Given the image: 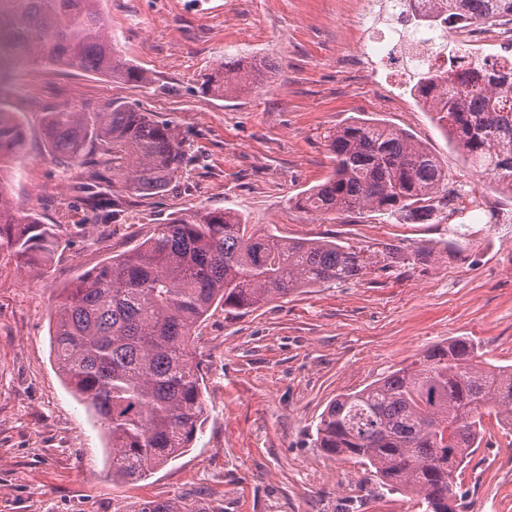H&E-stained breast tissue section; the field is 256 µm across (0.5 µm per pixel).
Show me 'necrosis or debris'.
Returning a JSON list of instances; mask_svg holds the SVG:
<instances>
[{
  "instance_id": "4bbe7bcc",
  "label": "necrosis or debris",
  "mask_w": 512,
  "mask_h": 512,
  "mask_svg": "<svg viewBox=\"0 0 512 512\" xmlns=\"http://www.w3.org/2000/svg\"><path fill=\"white\" fill-rule=\"evenodd\" d=\"M358 14L363 38L354 52L363 73L374 80L380 66H389L397 85H409L419 71L440 72L452 63L467 76L468 90H479L488 72L503 65L507 57L482 56L479 70L472 57L481 56L484 45L512 41V15L482 27L463 17L449 19L446 0H359ZM450 40L460 51L453 61L445 53Z\"/></svg>"
}]
</instances>
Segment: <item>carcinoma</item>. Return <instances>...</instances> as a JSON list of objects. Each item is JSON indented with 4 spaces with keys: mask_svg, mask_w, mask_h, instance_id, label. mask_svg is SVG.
Wrapping results in <instances>:
<instances>
[{
    "mask_svg": "<svg viewBox=\"0 0 512 512\" xmlns=\"http://www.w3.org/2000/svg\"><path fill=\"white\" fill-rule=\"evenodd\" d=\"M99 0H0V64L39 60L128 83L146 71L112 45ZM512 0H448L492 24ZM272 67L254 58L224 61L202 90L225 96L267 80ZM451 77L420 72L413 94L433 112L472 167L512 195V63L483 92L462 100ZM41 135L55 157L88 171L78 184L95 224L122 201L103 187L98 165L134 194L165 190L182 169L183 141L171 121L109 105L52 107ZM334 168L298 198L304 210L336 215L371 209L404 221L435 214L448 200L444 166L407 131L359 118L328 135ZM24 122L0 88V171L24 154ZM58 242L48 224L19 212L0 181V258L40 268ZM372 257L340 240H287L253 230L231 209L201 208L155 225L132 249L79 275L61 289L50 315L58 372L87 401L110 445L112 481H137L193 447L208 416L200 362L191 347L216 304L245 314L299 288L356 279ZM512 426V366L482 359L455 338L374 383L332 400L316 426L315 445L331 458L374 470L393 491L416 495L429 512H463L448 502V476L460 478L479 447L485 410ZM138 512H184L178 501H147Z\"/></svg>",
    "mask_w": 512,
    "mask_h": 512,
    "instance_id": "carcinoma-1",
    "label": "carcinoma"
}]
</instances>
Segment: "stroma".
<instances>
[{
  "instance_id": "35a3bbf8",
  "label": "stroma",
  "mask_w": 512,
  "mask_h": 512,
  "mask_svg": "<svg viewBox=\"0 0 512 512\" xmlns=\"http://www.w3.org/2000/svg\"><path fill=\"white\" fill-rule=\"evenodd\" d=\"M122 55L145 69L132 84L48 64L17 69L8 103L21 113L24 157L0 173L11 201L54 229L41 272L0 259V512H137L175 499L184 512H422L360 464L313 440L337 395L469 338L512 365V197L476 173L432 113L384 104V85L352 62L356 0H100ZM274 63L266 87L215 97L201 82L220 62ZM125 105L173 122L186 159L173 187L124 201L91 224L74 191L84 170L46 151L42 112ZM373 117L409 131L485 211L402 221L371 211L322 218L296 197L332 172L328 136ZM229 208L288 239L335 238L369 250L359 278L300 288L241 316L210 312L195 332L208 418L193 448L140 481L113 482L106 439L50 352L60 288L190 210ZM465 512H512V431L495 417L459 479Z\"/></svg>"
}]
</instances>
